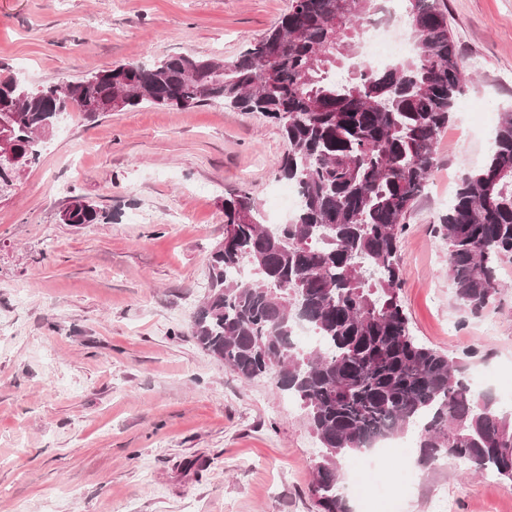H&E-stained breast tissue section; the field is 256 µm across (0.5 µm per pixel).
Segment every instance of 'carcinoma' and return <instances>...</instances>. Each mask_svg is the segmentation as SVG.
Here are the masks:
<instances>
[{"label":"carcinoma","mask_w":512,"mask_h":512,"mask_svg":"<svg viewBox=\"0 0 512 512\" xmlns=\"http://www.w3.org/2000/svg\"><path fill=\"white\" fill-rule=\"evenodd\" d=\"M373 2L290 0L234 59L126 62L112 67L110 84L92 72L42 88L0 79V125L17 153L0 155V188L36 163L58 115L93 119L119 95L122 110L219 101L279 127L278 172L297 187L300 206L272 229L248 190L224 198L233 244L210 255L190 331L243 381L268 375L304 404L321 448L310 486L318 512H351L340 487L348 454L409 432L420 466L449 457L512 488V412L476 390L465 366L415 339L400 298L406 219L436 168L437 137L467 86L464 67L440 0H404L413 57L336 77L335 58L352 54L348 32ZM64 213L70 224L99 220L79 196ZM438 233L456 303L481 314L512 262V112L501 114L486 162L463 178ZM246 260L250 281L237 277ZM298 322L317 346L298 347Z\"/></svg>","instance_id":"carcinoma-1"}]
</instances>
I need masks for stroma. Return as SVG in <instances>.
Wrapping results in <instances>:
<instances>
[{
  "label": "stroma",
  "instance_id": "stroma-1",
  "mask_svg": "<svg viewBox=\"0 0 512 512\" xmlns=\"http://www.w3.org/2000/svg\"><path fill=\"white\" fill-rule=\"evenodd\" d=\"M473 79L407 218L402 300L415 336L512 406V275L481 315L461 310L436 229L512 110V0H443ZM289 0H0V77L37 88L176 53L234 58ZM278 127L218 103L62 115L38 161L0 190V512H317L319 444L300 403L245 383L190 334L224 198L247 187L271 224ZM96 224L63 223L72 196ZM414 469L394 512H512V489L448 458Z\"/></svg>",
  "mask_w": 512,
  "mask_h": 512
}]
</instances>
